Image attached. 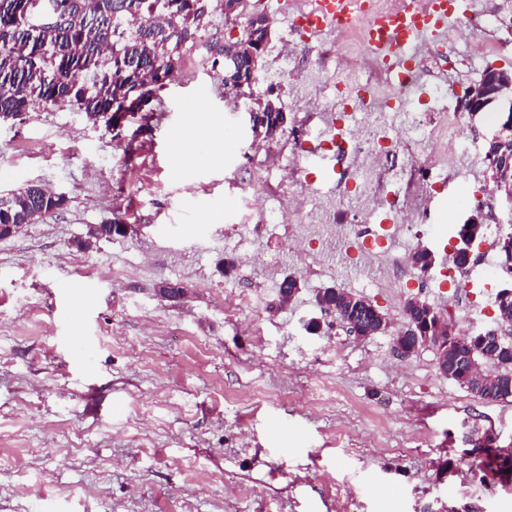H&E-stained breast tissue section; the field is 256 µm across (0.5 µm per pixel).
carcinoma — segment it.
<instances>
[{"mask_svg":"<svg viewBox=\"0 0 512 512\" xmlns=\"http://www.w3.org/2000/svg\"><path fill=\"white\" fill-rule=\"evenodd\" d=\"M202 19L192 0H0V120L22 116L40 104L69 105L88 118L111 122L117 112L135 115L122 106L120 91L139 84L142 94L162 88L153 73L175 74L181 65L180 38L175 30L193 34ZM261 121L280 129L286 113L257 106ZM43 185L28 183L0 198V226L34 224L42 214L61 208ZM486 229L471 220L457 226V238L474 242ZM344 289L332 286L317 303L328 311L343 308L349 317L377 326L374 312L361 296L344 303ZM498 319L512 317V289L495 297ZM422 332L441 329L440 347L458 353L459 335L437 308H417ZM480 362L493 363L498 373L512 375V348H480ZM487 460L497 466L502 483L512 479V448L488 446Z\"/></svg>","mask_w":512,"mask_h":512,"instance_id":"cac0c4a2","label":"carcinoma"}]
</instances>
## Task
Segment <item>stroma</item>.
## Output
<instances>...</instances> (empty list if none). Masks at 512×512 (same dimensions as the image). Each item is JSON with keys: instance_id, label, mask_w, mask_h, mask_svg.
Returning <instances> with one entry per match:
<instances>
[{"instance_id": "obj_1", "label": "stroma", "mask_w": 512, "mask_h": 512, "mask_svg": "<svg viewBox=\"0 0 512 512\" xmlns=\"http://www.w3.org/2000/svg\"><path fill=\"white\" fill-rule=\"evenodd\" d=\"M290 2L250 0L271 29L252 92L275 100L294 129L305 104L332 109L333 87L363 68L323 75L319 54L338 40L327 33L291 57L301 78L284 88ZM223 29L210 7L150 121L126 117L116 133L75 108L41 105L0 122V196L39 183L68 200L0 239V512H512V484L475 478L463 455L467 422L512 446V399L448 380L432 349L400 360L390 334L358 340L315 301L335 285L399 326L414 295L452 317L453 292L375 291L328 248L316 273H303L286 225L269 221L280 201L239 183L257 143L211 65L207 41ZM495 37L462 22L449 29L442 45L460 67L424 70L399 124L437 86L459 94L487 66L512 71V54H473ZM187 126L193 137L176 144L173 130ZM212 140L223 156L198 164ZM485 170L466 161L449 172L447 187L423 201L434 223L465 222L457 188L485 183ZM308 173L296 187L307 211L289 223L325 241L339 224L372 230L358 200L335 192L350 173L324 171L315 156ZM114 220L126 235L78 248ZM258 220L265 234L249 231ZM228 222L239 232L225 233ZM246 251L261 261L220 272ZM291 274L301 289L282 306L279 285ZM166 282L186 285L187 300L160 294ZM313 318L321 332L307 331Z\"/></svg>"}]
</instances>
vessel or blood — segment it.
Masks as SVG:
<instances>
[{"label":"vessel or blood","mask_w":512,"mask_h":512,"mask_svg":"<svg viewBox=\"0 0 512 512\" xmlns=\"http://www.w3.org/2000/svg\"><path fill=\"white\" fill-rule=\"evenodd\" d=\"M356 0H294L297 16L306 18L314 34L333 32L346 26L354 13ZM464 12L448 0H392L382 12L372 15L367 49L381 57L390 70L407 64L419 44L446 35L450 25Z\"/></svg>","instance_id":"b4317fda"}]
</instances>
